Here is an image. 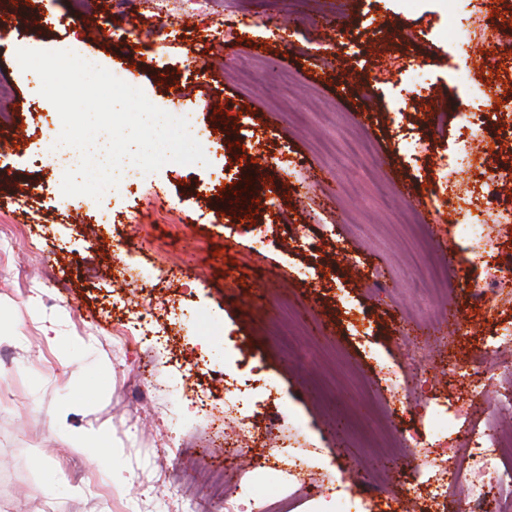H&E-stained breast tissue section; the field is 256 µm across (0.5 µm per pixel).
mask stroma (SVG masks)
Wrapping results in <instances>:
<instances>
[{"mask_svg": "<svg viewBox=\"0 0 512 512\" xmlns=\"http://www.w3.org/2000/svg\"><path fill=\"white\" fill-rule=\"evenodd\" d=\"M156 1L140 9L169 29L162 52L147 33L129 50L115 0H97L89 24L71 17L72 0H0V512H180L185 497L224 512L200 479L212 465L225 467L237 512H260L238 493L250 470L227 459L222 428L180 396L197 345L215 368L275 387L277 403L256 409L255 450L278 416L301 422L318 448L321 494L281 489L294 512H336L340 466L370 512H408L415 492L398 472L367 483L364 437L381 417L356 404L417 361L423 403L388 399L394 425L418 427L435 401L462 428L467 385L454 366L483 356L496 367L492 389L512 381V302L491 316L471 305L466 281L482 278L483 259L459 250L462 217L441 177L469 134L463 115L485 109L472 88L512 81L486 72L482 39L458 50L448 0H347L341 12L336 0H209L201 15ZM21 48L73 51L167 112L188 95L196 125L212 132L207 165L141 174L113 195L111 224L97 223L92 197L58 201L63 174L47 144L61 119L21 69ZM434 107L446 111L438 142L426 136ZM244 138L243 155L234 145ZM283 152L290 166L278 165ZM246 181L250 219L231 204ZM166 195L180 225L156 214ZM412 227L454 259L458 287L441 322L431 298L408 292ZM162 252L178 279L144 287ZM132 260L142 275L126 276ZM182 298L190 311L159 318L166 350L150 358L118 337L137 311ZM318 335L324 353L294 362ZM144 368L153 376L141 393ZM171 430L193 447H161Z\"/></svg>", "mask_w": 512, "mask_h": 512, "instance_id": "35a3bbf8", "label": "stroma"}]
</instances>
